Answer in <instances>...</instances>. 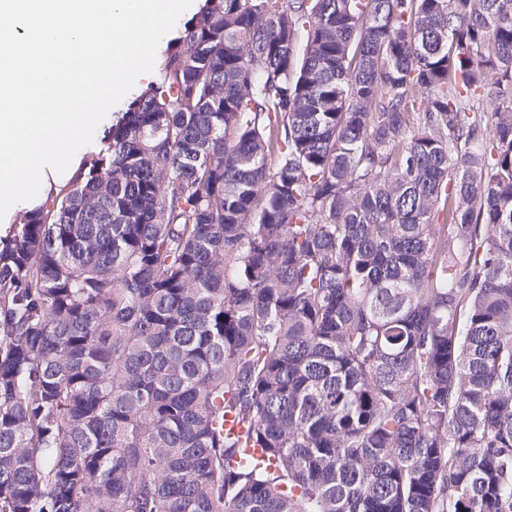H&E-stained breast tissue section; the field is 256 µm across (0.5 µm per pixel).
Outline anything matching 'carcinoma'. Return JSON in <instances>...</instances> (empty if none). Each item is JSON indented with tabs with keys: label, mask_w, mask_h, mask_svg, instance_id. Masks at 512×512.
Instances as JSON below:
<instances>
[{
	"label": "carcinoma",
	"mask_w": 512,
	"mask_h": 512,
	"mask_svg": "<svg viewBox=\"0 0 512 512\" xmlns=\"http://www.w3.org/2000/svg\"><path fill=\"white\" fill-rule=\"evenodd\" d=\"M0 235V512H512V0H204ZM203 0H193V3L192 5L180 16V18L178 19L177 21V24L175 26V28L170 32L168 33L167 35H165L160 43H159V46H158V49H157V53H156V59H155V66H154V70L153 72L151 73H148V74H144V75H141L136 83H135V86L133 87V89L118 103L116 104L113 108H112V113L113 112H117L119 111L123 105L129 100L131 99L132 97H134L139 89L144 85L146 84L147 82H149L150 80H152L154 78V75L155 73L157 72L158 68H159V65H160V62H161V59L165 53V50L167 48V45H168V42L170 39L176 37L178 35V33L183 29V25L184 23L190 19L199 9L200 5L203 3L202 2ZM164 49V50H163ZM112 113H108L107 116L104 118V120L98 125L97 129L101 126V125H104L106 124L108 121H109V117L112 116ZM96 129V131H97ZM96 131H95V135H94V139L96 137ZM93 139V140H94Z\"/></svg>",
	"instance_id": "cac0c4a2"
}]
</instances>
